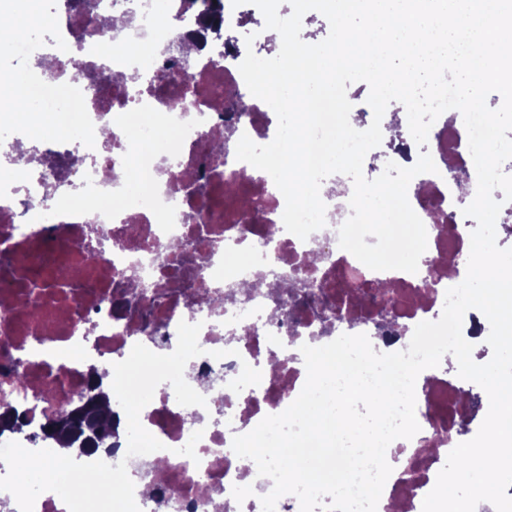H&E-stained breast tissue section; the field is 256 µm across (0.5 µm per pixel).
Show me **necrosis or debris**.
<instances>
[{
	"label": "necrosis or debris",
	"mask_w": 512,
	"mask_h": 512,
	"mask_svg": "<svg viewBox=\"0 0 512 512\" xmlns=\"http://www.w3.org/2000/svg\"><path fill=\"white\" fill-rule=\"evenodd\" d=\"M95 3L91 16L65 11L50 46L36 47L28 36L8 45L17 60L77 55L84 70L44 71L29 96L39 110L73 119V133L14 138L0 163L8 173L0 179V407L27 419L25 431L0 434V444L34 448L32 432L87 388L91 365L122 361L138 343L171 353L179 322L197 323L204 353L185 370L206 406L179 405L170 383H162L140 420L163 450L127 457V418L117 405L113 452L85 459L126 462L141 512H156V492L171 488L177 495L166 502L167 512H262L261 498L273 485L255 462L234 453L232 440L299 395L307 376L301 346L330 343L344 330L367 335L378 352L406 350L408 339L380 338L379 307L352 303V292L397 284L400 302L390 313L411 332L440 318L449 279L465 277L459 260L469 254L476 222L464 216L456 183L476 188L477 173L464 120L456 110L438 117L428 135L437 170L417 175L408 187L428 233L417 273L373 271L338 244L351 214L348 198L323 195L325 227L300 240L284 228L285 200L272 178L254 176L250 164L237 160L241 136L264 144L274 138L262 100H253L236 121L223 157L207 158L209 134L224 127L218 99L248 92L239 72L244 51L234 62L223 60L226 45L237 42L240 8L225 5L223 41L207 44L181 69L171 63V48L192 23L172 26L180 0ZM116 13L128 17L124 29L94 31L92 18ZM119 40L136 47L129 66L143 74L137 86L120 72L98 77L109 70V44ZM131 156L145 181L138 192L125 168ZM91 249L102 257L94 266L84 262ZM315 249L326 257L311 266L306 256ZM53 268L68 271L63 287H43L41 274ZM131 276L149 298L114 312L119 285ZM277 276L312 282L313 298L238 291L243 283ZM336 308L343 309L344 323L324 320V311ZM216 350L223 358H213ZM465 392L446 369L424 377L415 406L420 430L393 441V471L377 512L398 506L422 512L442 461L460 441L459 424L472 414ZM198 430L203 436L195 457L181 455Z\"/></svg>",
	"instance_id": "necrosis-or-debris-1"
}]
</instances>
